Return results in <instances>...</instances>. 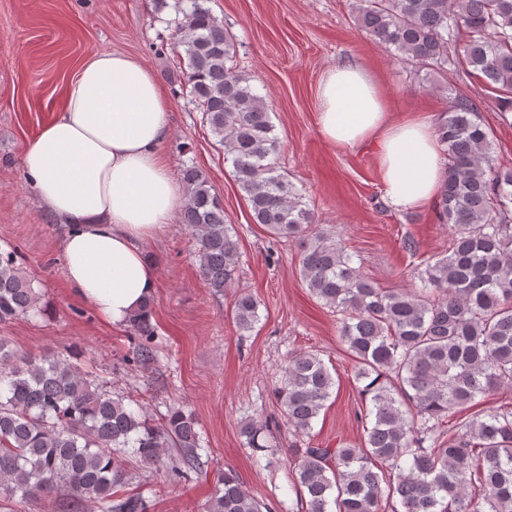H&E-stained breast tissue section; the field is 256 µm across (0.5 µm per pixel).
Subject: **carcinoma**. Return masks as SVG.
I'll list each match as a JSON object with an SVG mask.
<instances>
[{
	"instance_id": "carcinoma-1",
	"label": "carcinoma",
	"mask_w": 512,
	"mask_h": 512,
	"mask_svg": "<svg viewBox=\"0 0 512 512\" xmlns=\"http://www.w3.org/2000/svg\"><path fill=\"white\" fill-rule=\"evenodd\" d=\"M179 31L185 82L203 122L224 146L253 223L296 241L301 275L323 305L342 315L340 336L363 383V444L293 448V484L306 512H512V407L448 415L512 389V168H488L490 140L473 103L458 95L436 133L448 158L434 211L451 234L448 253L425 261L413 292L375 287L354 266L336 227L314 213L278 164L280 144L263 96L230 66L233 36L204 5L187 0ZM356 25L405 60L429 70L461 46L469 73L512 106V0H356ZM180 221L195 236L200 273L215 295L234 289L237 330L253 331L260 303L235 288L241 253L223 200L193 164L180 170ZM40 292L0 252V321L39 312ZM153 303L130 314L137 371L158 361ZM336 380L316 353L288 356L274 389L284 425L310 434ZM269 424L247 420L244 445L269 448ZM177 449L172 458L166 450ZM199 422L179 407L152 422L131 395L108 390L60 355L22 356L0 339V502L22 512L65 493L83 512H149L139 493L118 494L136 468L191 479L205 467ZM231 470L217 474L206 512H263Z\"/></svg>"
}]
</instances>
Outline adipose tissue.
<instances>
[{
    "label": "adipose tissue",
    "instance_id": "ef3b65f1",
    "mask_svg": "<svg viewBox=\"0 0 512 512\" xmlns=\"http://www.w3.org/2000/svg\"><path fill=\"white\" fill-rule=\"evenodd\" d=\"M317 97L326 140L376 144L393 208L419 209L436 198L446 157L430 116L395 119L374 77L351 64L328 70ZM169 115L155 75L139 58L96 52L71 82L64 109L24 155L39 200L63 227L72 293L115 325L155 296L158 273L144 244L183 197L159 151Z\"/></svg>",
    "mask_w": 512,
    "mask_h": 512
}]
</instances>
